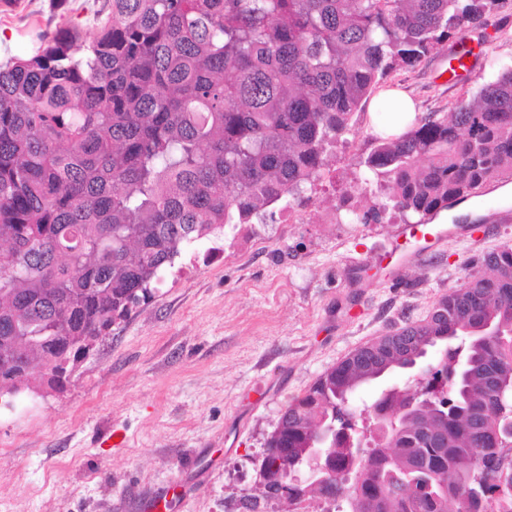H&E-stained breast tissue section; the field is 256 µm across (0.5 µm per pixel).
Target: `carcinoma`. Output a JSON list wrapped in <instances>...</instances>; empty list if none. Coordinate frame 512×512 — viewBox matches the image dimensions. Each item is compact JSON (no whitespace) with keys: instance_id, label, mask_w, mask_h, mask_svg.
<instances>
[{"instance_id":"cac0c4a2","label":"carcinoma","mask_w":512,"mask_h":512,"mask_svg":"<svg viewBox=\"0 0 512 512\" xmlns=\"http://www.w3.org/2000/svg\"><path fill=\"white\" fill-rule=\"evenodd\" d=\"M508 0H105L94 30L65 25L0 64V398L70 376L72 346L108 336L184 247L303 202L363 100ZM385 129L361 161L376 187L350 224L388 212L426 224L512 176V69L453 112L410 116L377 102ZM26 336L37 337L27 344ZM440 353L426 376L352 407L379 379ZM421 409L387 434L374 413ZM512 420V244L473 260L462 283L354 350L288 402L251 499L286 488L284 512L328 488L297 487L317 436L344 512H512L496 481Z\"/></svg>"}]
</instances>
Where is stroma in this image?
I'll return each mask as SVG.
<instances>
[{
  "mask_svg": "<svg viewBox=\"0 0 512 512\" xmlns=\"http://www.w3.org/2000/svg\"><path fill=\"white\" fill-rule=\"evenodd\" d=\"M98 0H0V62L31 50L66 20L93 27ZM469 80L449 83L441 48L381 83L416 111H451L492 78L485 58L512 67V10L492 16ZM379 127L372 100L344 146L306 189L259 224L184 248L151 298L78 359L59 390L0 408V512H281L246 503L280 413L325 370L404 320L426 317L474 257L512 243V199L499 185L470 199L479 240L451 239L383 278L377 260L403 222H340L341 196Z\"/></svg>",
  "mask_w": 512,
  "mask_h": 512,
  "instance_id": "1",
  "label": "stroma"
}]
</instances>
